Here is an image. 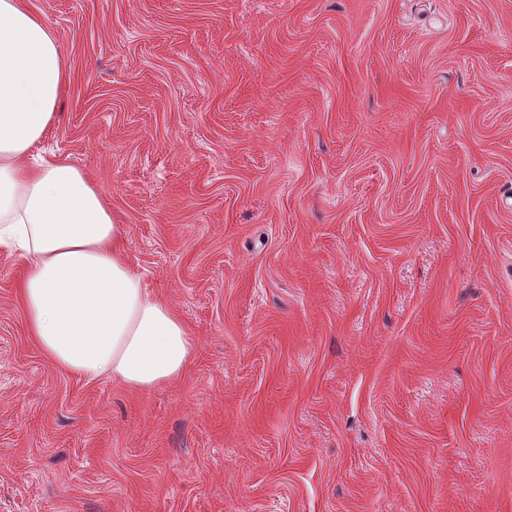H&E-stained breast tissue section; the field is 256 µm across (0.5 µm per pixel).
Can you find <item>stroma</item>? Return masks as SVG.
<instances>
[{
  "mask_svg": "<svg viewBox=\"0 0 512 512\" xmlns=\"http://www.w3.org/2000/svg\"><path fill=\"white\" fill-rule=\"evenodd\" d=\"M29 7L196 353L58 372L0 246V512H512V0Z\"/></svg>",
  "mask_w": 512,
  "mask_h": 512,
  "instance_id": "obj_1",
  "label": "stroma"
}]
</instances>
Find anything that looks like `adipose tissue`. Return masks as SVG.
Instances as JSON below:
<instances>
[{"label":"adipose tissue","mask_w":512,"mask_h":512,"mask_svg":"<svg viewBox=\"0 0 512 512\" xmlns=\"http://www.w3.org/2000/svg\"><path fill=\"white\" fill-rule=\"evenodd\" d=\"M68 74L26 0H0V244L27 261L29 335L57 369L131 389L177 379L194 355L179 314L129 266L99 188L43 142Z\"/></svg>","instance_id":"adipose-tissue-1"}]
</instances>
